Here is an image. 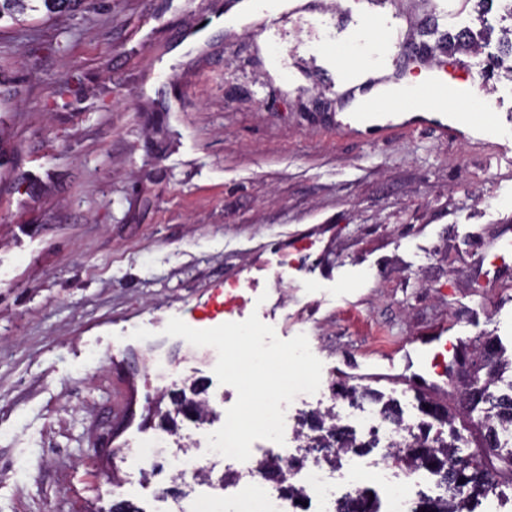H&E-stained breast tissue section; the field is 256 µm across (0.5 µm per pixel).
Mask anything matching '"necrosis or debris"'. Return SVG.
<instances>
[{
  "mask_svg": "<svg viewBox=\"0 0 512 512\" xmlns=\"http://www.w3.org/2000/svg\"><path fill=\"white\" fill-rule=\"evenodd\" d=\"M270 455L279 457L281 463L286 464V477L301 491V500L283 495L265 477L263 463ZM233 470L235 480L226 481L219 477L208 480L207 485L234 494L237 501L235 512H330L338 495V480H345L349 486L355 487L365 476L382 488L384 512H417L429 492L439 488L431 471L404 469L385 456L365 468L352 463L339 470L316 459L293 464L292 454L286 448H255L247 461L234 462Z\"/></svg>",
  "mask_w": 512,
  "mask_h": 512,
  "instance_id": "4bbe7bcc",
  "label": "necrosis or debris"
}]
</instances>
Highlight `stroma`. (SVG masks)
<instances>
[{
  "instance_id": "35a3bbf8",
  "label": "stroma",
  "mask_w": 512,
  "mask_h": 512,
  "mask_svg": "<svg viewBox=\"0 0 512 512\" xmlns=\"http://www.w3.org/2000/svg\"><path fill=\"white\" fill-rule=\"evenodd\" d=\"M231 0H95L72 15L0 23V512L191 506L184 449L208 459L236 390L218 353L165 335L250 315L306 335L337 368L447 326L512 353V78L494 69L512 20L500 0H313L279 27L219 23ZM371 13L390 27L365 26ZM464 59L498 128L336 129L335 48L368 68L385 43ZM211 398L178 418L181 391ZM154 447L150 476L114 451ZM204 464L197 457L190 453H182L181 456H175L170 463V468L174 477L186 481L190 479L196 482V474L199 470L204 469Z\"/></svg>"
}]
</instances>
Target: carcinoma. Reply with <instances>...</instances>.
<instances>
[{
    "mask_svg": "<svg viewBox=\"0 0 512 512\" xmlns=\"http://www.w3.org/2000/svg\"><path fill=\"white\" fill-rule=\"evenodd\" d=\"M87 0H0V20L20 19L27 12L45 11L47 15L72 13ZM504 349L489 337L479 344V355L490 358L489 372L475 386L459 388L453 365H448L453 389L464 404L458 410L469 418H477V436L470 441L454 426L455 415L448 406L427 395L418 397L420 411L426 417L418 432H409L403 448H394V459L432 470L445 488V495L425 503V512H472L470 504L485 496L493 483L512 485V380L502 391L505 370L512 371V358L504 357ZM336 413L327 410L314 415L312 433L306 435L305 448H329L323 459L334 463L339 453L359 456L368 444L357 441L347 428L336 423ZM475 444L476 451L466 455L461 444ZM359 501L362 512H379L378 500L365 490L348 494L339 500L336 512H351L353 501Z\"/></svg>",
    "mask_w": 512,
    "mask_h": 512,
    "instance_id": "carcinoma-1",
    "label": "carcinoma"
}]
</instances>
